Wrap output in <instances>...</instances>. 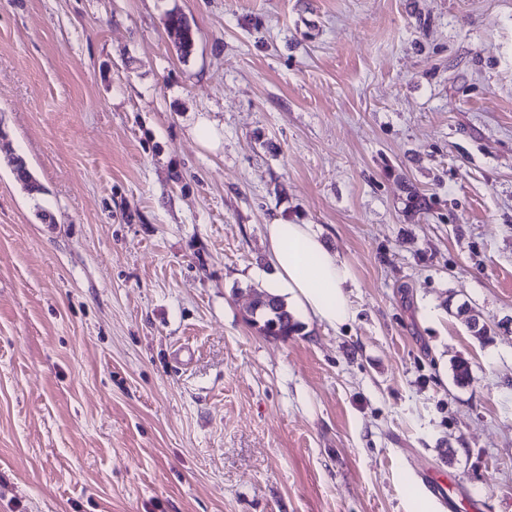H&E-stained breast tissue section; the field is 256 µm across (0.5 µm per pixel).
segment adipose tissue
Returning a JSON list of instances; mask_svg holds the SVG:
<instances>
[{
	"instance_id": "obj_1",
	"label": "adipose tissue",
	"mask_w": 512,
	"mask_h": 512,
	"mask_svg": "<svg viewBox=\"0 0 512 512\" xmlns=\"http://www.w3.org/2000/svg\"><path fill=\"white\" fill-rule=\"evenodd\" d=\"M269 294L284 298L297 314L336 328L351 310L345 284L350 268L329 250L310 224H269L265 227Z\"/></svg>"
}]
</instances>
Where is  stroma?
Instances as JSON below:
<instances>
[{"label":"stroma","mask_w":512,"mask_h":512,"mask_svg":"<svg viewBox=\"0 0 512 512\" xmlns=\"http://www.w3.org/2000/svg\"><path fill=\"white\" fill-rule=\"evenodd\" d=\"M275 221L347 324H251ZM433 471L512 512V0H0V512H448Z\"/></svg>","instance_id":"1"}]
</instances>
